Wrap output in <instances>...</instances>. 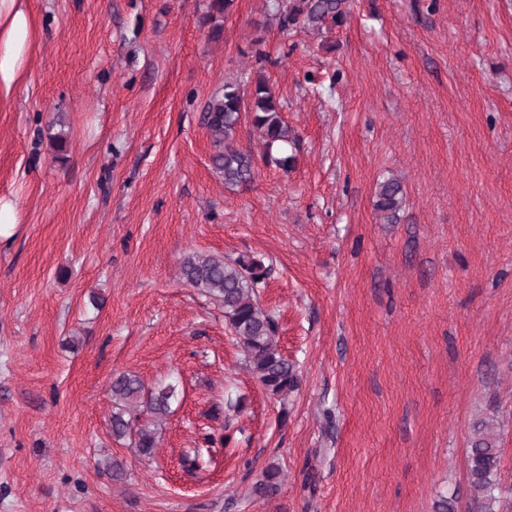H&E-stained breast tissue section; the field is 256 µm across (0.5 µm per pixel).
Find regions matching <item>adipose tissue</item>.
<instances>
[{
  "label": "adipose tissue",
  "instance_id": "obj_1",
  "mask_svg": "<svg viewBox=\"0 0 512 512\" xmlns=\"http://www.w3.org/2000/svg\"><path fill=\"white\" fill-rule=\"evenodd\" d=\"M30 41L25 0H0V92L16 86Z\"/></svg>",
  "mask_w": 512,
  "mask_h": 512
}]
</instances>
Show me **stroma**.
<instances>
[{"label": "stroma", "mask_w": 512, "mask_h": 512, "mask_svg": "<svg viewBox=\"0 0 512 512\" xmlns=\"http://www.w3.org/2000/svg\"><path fill=\"white\" fill-rule=\"evenodd\" d=\"M265 2L213 19L208 0H27L0 95L20 223L0 245V512H475L482 420L512 485V0H352L325 36L283 34ZM260 75L297 164L228 188L199 116ZM192 253L271 263L287 396L181 279ZM122 372L176 387L153 457L112 437ZM271 464L280 488L257 497ZM404 200V188L398 180L387 179L377 184L374 207L385 223L397 222Z\"/></svg>", "instance_id": "35a3bbf8"}]
</instances>
